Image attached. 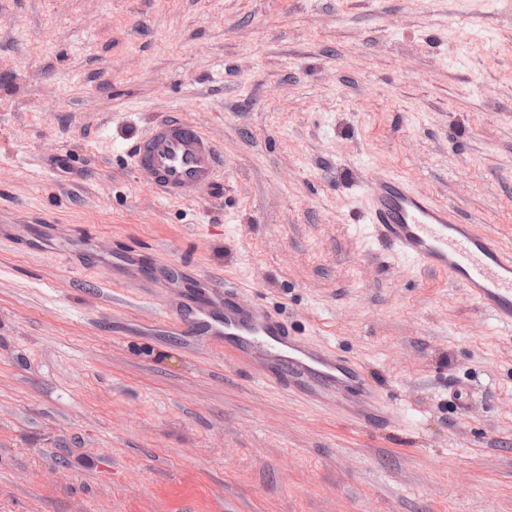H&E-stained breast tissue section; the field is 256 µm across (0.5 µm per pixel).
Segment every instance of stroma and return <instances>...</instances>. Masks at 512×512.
<instances>
[{
  "mask_svg": "<svg viewBox=\"0 0 512 512\" xmlns=\"http://www.w3.org/2000/svg\"><path fill=\"white\" fill-rule=\"evenodd\" d=\"M176 114L224 172L170 201L126 150ZM377 169L512 246V0H0V512H512V330L376 240ZM182 266L358 359L393 422L192 345Z\"/></svg>",
  "mask_w": 512,
  "mask_h": 512,
  "instance_id": "1",
  "label": "stroma"
}]
</instances>
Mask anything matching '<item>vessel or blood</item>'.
I'll list each match as a JSON object with an SVG mask.
<instances>
[{"mask_svg":"<svg viewBox=\"0 0 512 512\" xmlns=\"http://www.w3.org/2000/svg\"><path fill=\"white\" fill-rule=\"evenodd\" d=\"M129 158L151 191L167 200L210 186L224 172V154L212 136L195 121L176 117L155 121L133 143ZM368 222L382 243L423 268L447 274L501 326L512 327L511 247L389 172L369 180ZM168 277L188 286L172 318L180 334L198 344L223 340L238 357L258 362L262 381L303 400H350L346 414L354 424L389 421L384 401L354 358L302 338L280 314L247 301L239 285L183 268Z\"/></svg>","mask_w":512,"mask_h":512,"instance_id":"1","label":"vessel or blood"}]
</instances>
